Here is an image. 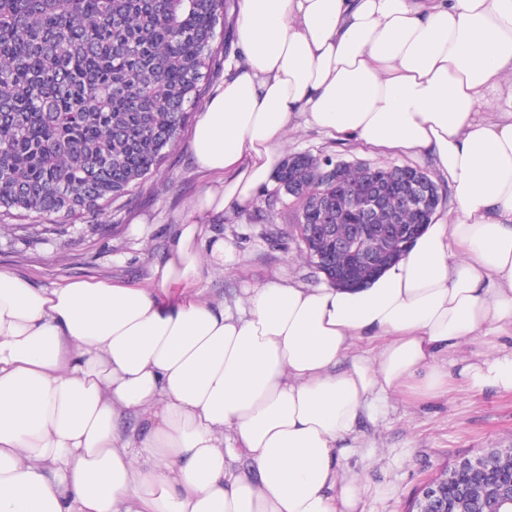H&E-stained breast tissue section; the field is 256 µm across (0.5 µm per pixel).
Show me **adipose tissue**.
<instances>
[{
	"label": "adipose tissue",
	"instance_id": "adipose-tissue-1",
	"mask_svg": "<svg viewBox=\"0 0 512 512\" xmlns=\"http://www.w3.org/2000/svg\"><path fill=\"white\" fill-rule=\"evenodd\" d=\"M236 37L194 131L215 180L157 287L0 269V512H359L362 413L439 392L438 354L512 334V0H241ZM305 125L431 156L454 223L359 288L206 298L202 269L233 259L208 216L246 210ZM455 377L512 391V350Z\"/></svg>",
	"mask_w": 512,
	"mask_h": 512
}]
</instances>
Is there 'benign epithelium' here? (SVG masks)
<instances>
[{"mask_svg": "<svg viewBox=\"0 0 512 512\" xmlns=\"http://www.w3.org/2000/svg\"><path fill=\"white\" fill-rule=\"evenodd\" d=\"M348 163L326 158L310 173L323 190L301 212L302 243L313 265L336 286H356L357 269L379 272L396 259L395 248L407 246L431 221L442 202L438 186L422 169L364 165L367 179L352 186L345 178ZM397 195L418 217L400 224L390 209ZM498 467L483 473V459ZM408 512H512V444L463 457L427 480Z\"/></svg>", "mask_w": 512, "mask_h": 512, "instance_id": "benign-epithelium-1", "label": "benign epithelium"}]
</instances>
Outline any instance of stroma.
Returning <instances> with one entry per match:
<instances>
[{
    "mask_svg": "<svg viewBox=\"0 0 512 512\" xmlns=\"http://www.w3.org/2000/svg\"><path fill=\"white\" fill-rule=\"evenodd\" d=\"M194 130V124H187L179 141L167 149L157 176L105 215L77 221L46 216L42 222L47 231L37 237L20 229L0 233V268L48 289L76 280L156 287V267L167 260L171 241L181 225L190 222L194 204L211 180L196 165ZM287 152L419 167L443 197L437 218L455 217L448 179L432 158L344 146L312 126L289 136ZM276 188L272 181L264 185L242 214L210 217L214 231L233 246L235 259L224 273H202L200 285L208 296L232 306L244 289L271 279L307 288L325 286L324 275L306 263L293 235L296 200ZM511 444L512 392L478 393L452 381L447 391L431 398L392 396L386 406L364 417L359 426L361 453L349 461L367 485L362 512H406L420 486L444 466L485 448ZM376 453L382 455L381 463H371Z\"/></svg>",
    "mask_w": 512,
    "mask_h": 512,
    "instance_id": "1",
    "label": "stroma"
}]
</instances>
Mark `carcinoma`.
<instances>
[{
  "label": "carcinoma",
  "mask_w": 512,
  "mask_h": 512,
  "mask_svg": "<svg viewBox=\"0 0 512 512\" xmlns=\"http://www.w3.org/2000/svg\"><path fill=\"white\" fill-rule=\"evenodd\" d=\"M228 0H0V218L103 215L204 94ZM299 210L322 186L306 173Z\"/></svg>",
  "instance_id": "cac0c4a2"
}]
</instances>
